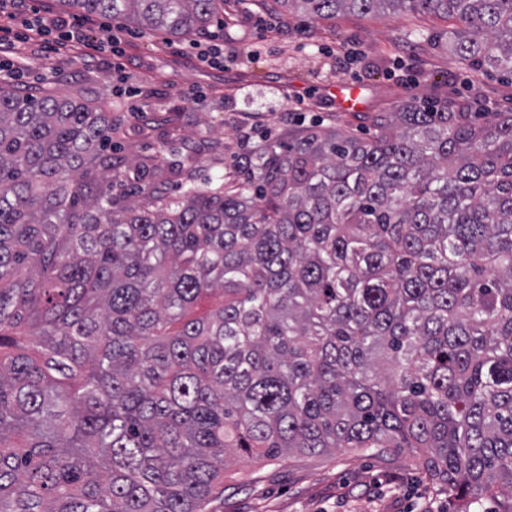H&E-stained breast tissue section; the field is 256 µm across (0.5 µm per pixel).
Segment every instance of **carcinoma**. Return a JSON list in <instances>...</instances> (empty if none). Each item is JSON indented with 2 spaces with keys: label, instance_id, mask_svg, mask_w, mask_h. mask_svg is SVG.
<instances>
[{
  "label": "carcinoma",
  "instance_id": "cac0c4a2",
  "mask_svg": "<svg viewBox=\"0 0 512 512\" xmlns=\"http://www.w3.org/2000/svg\"><path fill=\"white\" fill-rule=\"evenodd\" d=\"M58 2L174 38L224 8ZM261 2L456 19L448 51L512 75V0ZM373 123L198 184L114 158L112 105L0 85V512H208L237 459L342 449L512 501V111Z\"/></svg>",
  "mask_w": 512,
  "mask_h": 512
}]
</instances>
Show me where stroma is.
Wrapping results in <instances>:
<instances>
[{"label":"stroma","mask_w":512,"mask_h":512,"mask_svg":"<svg viewBox=\"0 0 512 512\" xmlns=\"http://www.w3.org/2000/svg\"><path fill=\"white\" fill-rule=\"evenodd\" d=\"M38 16L83 26L88 45L0 55L19 82L58 93L81 91L112 105L116 155L166 148L170 163L199 158L198 179L232 172L239 153L286 141L289 129L320 121L368 133L369 114L405 101L469 104L483 114L512 108V76L477 71L448 50L447 19L401 11L340 14L311 21L272 12L260 0H227L217 23L194 38L120 26L122 55L94 54L100 19L29 0ZM223 43L224 58L202 63L196 44ZM356 91L360 109L342 98ZM214 512H459L458 502L416 467L408 452L358 451L232 465Z\"/></svg>","instance_id":"stroma-1"}]
</instances>
